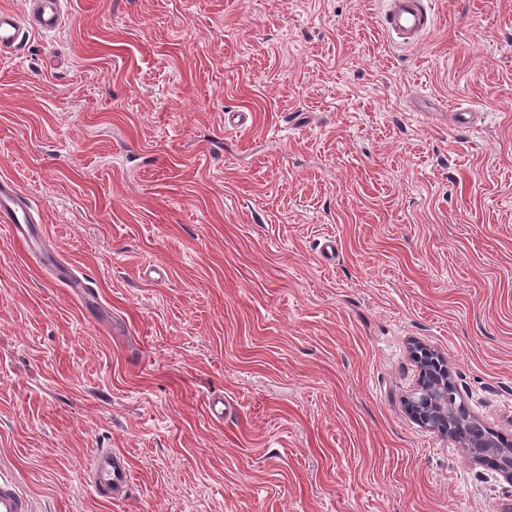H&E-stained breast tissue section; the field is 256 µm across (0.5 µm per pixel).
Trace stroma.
I'll list each match as a JSON object with an SVG mask.
<instances>
[{"mask_svg":"<svg viewBox=\"0 0 512 512\" xmlns=\"http://www.w3.org/2000/svg\"><path fill=\"white\" fill-rule=\"evenodd\" d=\"M385 8L67 0L0 54V178L97 297L0 227V475L34 512H512L407 406L420 344L512 443V0H433L410 48ZM40 246L41 260L46 265L52 266L55 269L57 278L66 288H70L74 294L81 297L86 305V309L89 311L95 300L96 289L93 285L94 283L87 277L75 273L68 268L57 266L53 254ZM88 472L93 478V491L100 498L111 502L126 498L131 475L124 457L112 452L98 453L89 461Z\"/></svg>","mask_w":512,"mask_h":512,"instance_id":"obj_1","label":"stroma"}]
</instances>
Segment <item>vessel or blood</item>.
<instances>
[{"label":"vessel or blood","instance_id":"obj_1","mask_svg":"<svg viewBox=\"0 0 512 512\" xmlns=\"http://www.w3.org/2000/svg\"><path fill=\"white\" fill-rule=\"evenodd\" d=\"M65 0H27L23 14L0 11V52L19 46L31 34L58 33L65 20ZM435 14L430 0H386L383 27L389 40L398 46L414 44L434 28ZM0 223L8 225L14 239L30 243L41 238L42 229L31 214V207L15 183L0 179ZM41 260L54 267L58 279L92 305L96 289L91 280L68 268L57 266L48 250H41ZM88 472L92 488L101 498L120 501L126 498L131 475L124 457L112 453L92 456ZM0 512H32L29 498L12 479L0 476Z\"/></svg>","mask_w":512,"mask_h":512}]
</instances>
